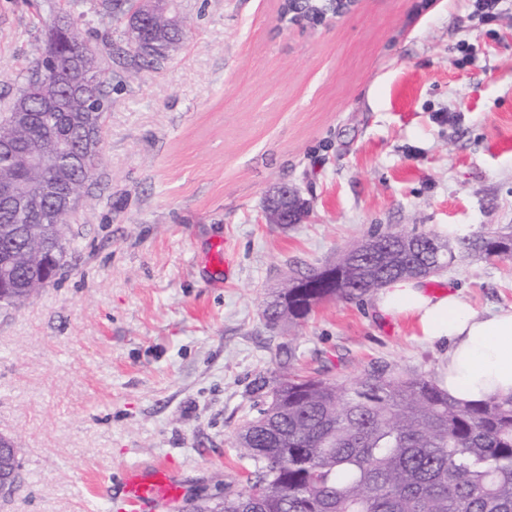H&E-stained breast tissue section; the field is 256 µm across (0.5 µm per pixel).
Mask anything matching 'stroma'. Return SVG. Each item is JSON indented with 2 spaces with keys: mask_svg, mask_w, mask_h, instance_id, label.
Masks as SVG:
<instances>
[{
  "mask_svg": "<svg viewBox=\"0 0 512 512\" xmlns=\"http://www.w3.org/2000/svg\"><path fill=\"white\" fill-rule=\"evenodd\" d=\"M282 0H180L166 60L126 78L57 280L0 310V434L22 480L0 512H117L121 472L168 463L179 500L219 497L253 464L234 446L285 359L341 382L374 366L436 375L440 350L377 317L372 295L270 324L297 268L336 261L373 227L447 238L512 231V0H357L321 25ZM57 0H0V103L43 50ZM103 63L125 25L82 0ZM309 206L270 224L269 190ZM479 309L512 305V259L457 254L430 275Z\"/></svg>",
  "mask_w": 512,
  "mask_h": 512,
  "instance_id": "1",
  "label": "stroma"
}]
</instances>
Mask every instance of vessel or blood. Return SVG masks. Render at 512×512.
Instances as JSON below:
<instances>
[{
    "mask_svg": "<svg viewBox=\"0 0 512 512\" xmlns=\"http://www.w3.org/2000/svg\"><path fill=\"white\" fill-rule=\"evenodd\" d=\"M121 484L120 512H152L153 508L174 501L180 492L175 477L164 463L148 470L124 469Z\"/></svg>",
    "mask_w": 512,
    "mask_h": 512,
    "instance_id": "1",
    "label": "vessel or blood"
}]
</instances>
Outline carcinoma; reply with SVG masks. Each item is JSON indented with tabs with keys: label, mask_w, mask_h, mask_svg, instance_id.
Here are the masks:
<instances>
[{
	"label": "carcinoma",
	"mask_w": 512,
	"mask_h": 512,
	"mask_svg": "<svg viewBox=\"0 0 512 512\" xmlns=\"http://www.w3.org/2000/svg\"><path fill=\"white\" fill-rule=\"evenodd\" d=\"M68 2L70 36L63 40L52 28L45 32V44L56 45L55 64L36 62L25 90L0 113V182L19 180L31 197L46 180L64 187L92 179L103 144L105 73H90L81 96L67 90L66 58L71 45L80 43L79 0ZM101 7L122 18L131 5L101 0ZM335 11L336 0H286L282 15L316 24ZM184 32L166 16H154L137 32H126L128 49L112 63L135 75L166 56ZM21 103L30 121L9 122ZM89 134L98 149L85 172L65 157L54 170L29 161L30 151L49 150L64 139L78 151ZM404 235L411 241L400 257L383 262L371 254ZM15 236L14 254L0 251V271L8 265L21 276L12 281V295L0 298L1 310L21 308L46 287L41 251L56 255L59 270L67 253L64 218L50 209L1 207L0 239ZM368 240L355 247V255L329 265L334 280L320 268L294 271L267 303L269 321L298 322L324 301L357 299L404 276L408 267L434 271L455 258L451 242L435 235L378 226ZM463 245L479 257L512 259V231L478 234ZM234 445L254 463L246 486L228 484L221 500L201 501L190 512H512V398L463 404L423 373L373 367L336 383L285 369L266 407L239 429Z\"/></svg>",
	"instance_id": "obj_1"
}]
</instances>
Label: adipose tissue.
Listing matches in <instances>:
<instances>
[{
    "label": "adipose tissue",
    "instance_id": "ef3b65f1",
    "mask_svg": "<svg viewBox=\"0 0 512 512\" xmlns=\"http://www.w3.org/2000/svg\"><path fill=\"white\" fill-rule=\"evenodd\" d=\"M373 309L441 348L437 383L452 399L512 397V306L480 310L458 290L434 292L425 279L400 278L376 294Z\"/></svg>",
    "mask_w": 512,
    "mask_h": 512
}]
</instances>
